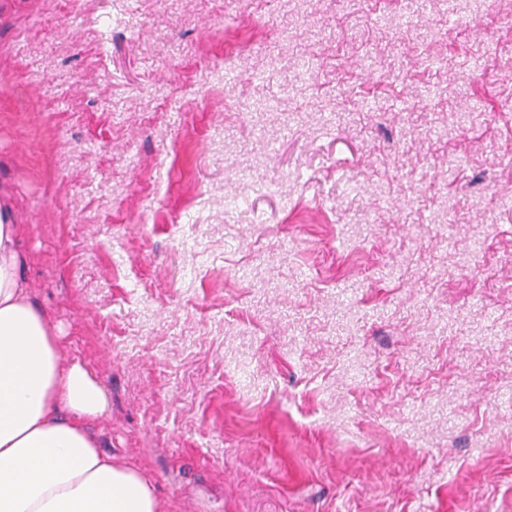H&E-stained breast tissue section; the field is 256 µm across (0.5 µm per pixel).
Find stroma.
Instances as JSON below:
<instances>
[{
    "label": "stroma",
    "mask_w": 512,
    "mask_h": 512,
    "mask_svg": "<svg viewBox=\"0 0 512 512\" xmlns=\"http://www.w3.org/2000/svg\"><path fill=\"white\" fill-rule=\"evenodd\" d=\"M0 0V203L168 512H512V0Z\"/></svg>",
    "instance_id": "1"
}]
</instances>
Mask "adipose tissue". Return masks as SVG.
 <instances>
[{
  "label": "adipose tissue",
  "instance_id": "adipose-tissue-1",
  "mask_svg": "<svg viewBox=\"0 0 512 512\" xmlns=\"http://www.w3.org/2000/svg\"><path fill=\"white\" fill-rule=\"evenodd\" d=\"M0 221V512H165L152 477L102 453L91 432L106 387L38 306L20 248Z\"/></svg>",
  "mask_w": 512,
  "mask_h": 512
}]
</instances>
